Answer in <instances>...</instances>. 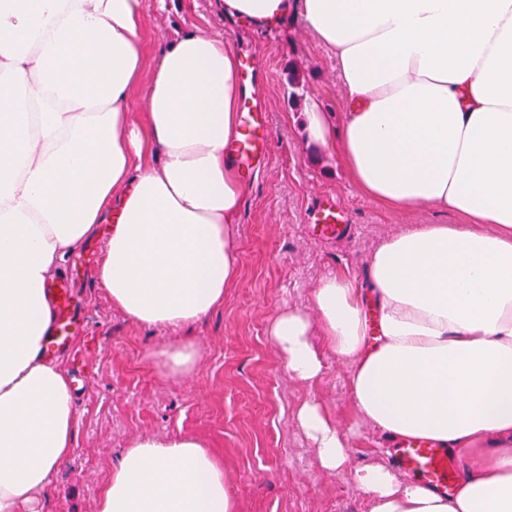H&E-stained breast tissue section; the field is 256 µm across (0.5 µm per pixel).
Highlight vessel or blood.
Masks as SVG:
<instances>
[{
    "label": "vessel or blood",
    "mask_w": 512,
    "mask_h": 512,
    "mask_svg": "<svg viewBox=\"0 0 512 512\" xmlns=\"http://www.w3.org/2000/svg\"><path fill=\"white\" fill-rule=\"evenodd\" d=\"M267 137L264 112L257 106H248L240 114V138L234 149V161L238 167L252 166L262 154ZM46 292L53 303L55 318L44 349L57 353L69 349L74 332L81 326L80 315L73 302L72 290L66 283L52 282L47 285ZM394 459L403 472L438 492H447L451 471L446 450L424 441L408 440L395 448Z\"/></svg>",
    "instance_id": "1"
}]
</instances>
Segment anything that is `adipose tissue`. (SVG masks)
<instances>
[{"label": "adipose tissue", "mask_w": 512, "mask_h": 512, "mask_svg": "<svg viewBox=\"0 0 512 512\" xmlns=\"http://www.w3.org/2000/svg\"><path fill=\"white\" fill-rule=\"evenodd\" d=\"M220 3L253 29L299 17L335 55L347 109L335 126L309 103L308 138L361 192L461 218L386 235L365 281L324 277L311 309L269 327L292 380L314 387L333 353L358 421L464 460L452 491L387 448L352 465L337 417L309 399L296 420L319 468L352 469L365 512H512V0ZM142 17L143 0H0V512L35 508L72 453L45 285L100 225L95 276L133 325L199 323L239 277V57L190 31L146 60ZM226 482L204 440L143 436L96 512H238Z\"/></svg>", "instance_id": "1"}]
</instances>
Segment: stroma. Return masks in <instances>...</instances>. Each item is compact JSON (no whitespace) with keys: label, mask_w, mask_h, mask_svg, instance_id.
Instances as JSON below:
<instances>
[{"label":"stroma","mask_w":512,"mask_h":512,"mask_svg":"<svg viewBox=\"0 0 512 512\" xmlns=\"http://www.w3.org/2000/svg\"><path fill=\"white\" fill-rule=\"evenodd\" d=\"M187 29L222 33L240 57L258 64L253 96L267 114L270 145L245 173L248 193L237 224L240 276L224 305L193 328L172 331L131 324L113 308L94 272L104 235L72 255L64 274L85 320L61 360L76 392L78 422L67 463L53 478L40 512H95L99 489L128 443L143 435H195L224 462L240 512H364L349 472L328 474L294 419L315 398L336 412L353 462L386 440L352 415L346 368L335 355L315 388L289 378L268 331L285 306L310 308L317 282L336 270L363 274L369 251L406 224H454L427 206L392 209L365 196L335 153L307 137L306 107L317 101L330 118L346 101L332 53L299 20L257 32L229 24L217 0H144L143 50ZM334 200L345 230L320 238L310 221L320 199ZM195 343L198 369L166 375L163 351Z\"/></svg>","instance_id":"35a3bbf8"}]
</instances>
